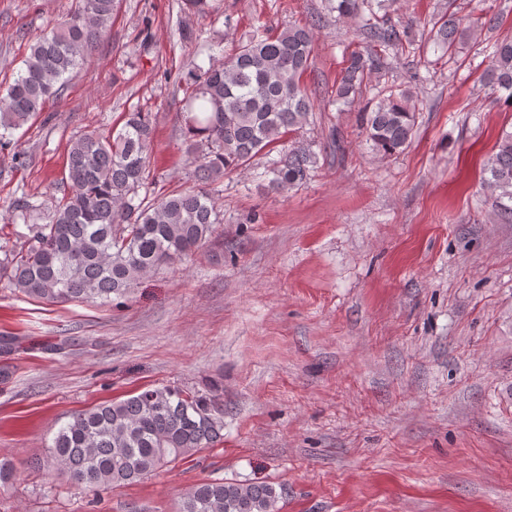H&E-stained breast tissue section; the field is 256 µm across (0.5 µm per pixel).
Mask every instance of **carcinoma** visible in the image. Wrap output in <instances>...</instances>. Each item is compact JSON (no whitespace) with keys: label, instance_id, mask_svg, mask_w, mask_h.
I'll return each mask as SVG.
<instances>
[{"label":"carcinoma","instance_id":"carcinoma-1","mask_svg":"<svg viewBox=\"0 0 512 512\" xmlns=\"http://www.w3.org/2000/svg\"><path fill=\"white\" fill-rule=\"evenodd\" d=\"M341 17L358 19L365 45L343 52L336 101L355 102L371 77L385 76L388 58L416 53L413 21L394 18L385 0H329ZM116 0H79L30 45L6 91L0 92V146L57 96L84 59L106 40ZM475 21L448 10L425 22L430 38L447 51ZM315 34L309 26L272 33L263 26L227 60L188 73L181 108L188 133L194 186L153 203L140 198L150 177L154 128L149 113L125 115L120 129L73 136L64 170L67 191L33 242L9 261V285L44 303L100 305L127 298L136 280L174 264L211 242L223 223L211 185L259 155L270 160L269 187L285 192L309 179L311 145L286 139L310 123L314 101L303 84L311 68ZM490 94L512 107V40H497L487 54ZM416 106L409 88L377 87L359 112L373 149L405 151L415 133ZM484 187L512 215V131L502 132L485 165ZM224 409L214 396L170 385L145 388L119 401L83 411L62 426L46 462L76 488L101 492L136 482L223 438ZM282 494L257 481H211L186 490L177 512H280Z\"/></svg>","mask_w":512,"mask_h":512}]
</instances>
